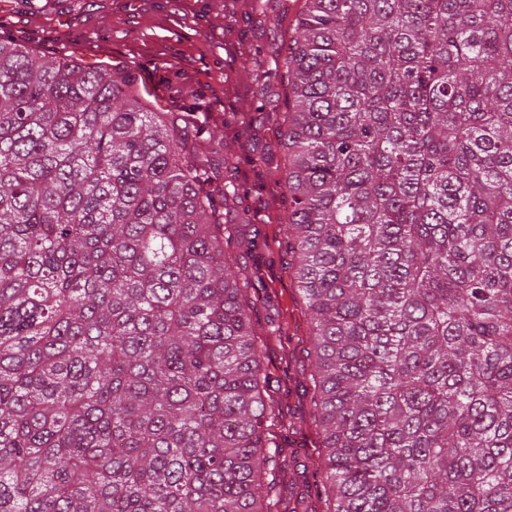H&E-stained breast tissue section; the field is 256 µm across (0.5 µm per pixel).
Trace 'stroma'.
<instances>
[{"instance_id":"1","label":"stroma","mask_w":512,"mask_h":512,"mask_svg":"<svg viewBox=\"0 0 512 512\" xmlns=\"http://www.w3.org/2000/svg\"><path fill=\"white\" fill-rule=\"evenodd\" d=\"M297 0H0V38L83 63L102 62L137 74L151 109L193 112L237 168L225 172L241 188L240 209L251 216L240 225L254 249L240 264L258 270L252 291L259 326L279 321L266 364L272 387L284 407L306 410L299 386L304 361L281 360V348L295 345L309 329L296 299L295 284L281 265L280 226L285 207L275 195L285 165L275 154L270 165L255 168L252 152L274 144L273 131L232 136L224 116L253 112L262 100L283 96L276 80L254 81L255 67H273L291 36Z\"/></svg>"}]
</instances>
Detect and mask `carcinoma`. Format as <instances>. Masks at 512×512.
I'll return each instance as SVG.
<instances>
[{
    "label": "carcinoma",
    "mask_w": 512,
    "mask_h": 512,
    "mask_svg": "<svg viewBox=\"0 0 512 512\" xmlns=\"http://www.w3.org/2000/svg\"><path fill=\"white\" fill-rule=\"evenodd\" d=\"M277 130L286 414L222 142L0 39V512H512V0H303ZM279 440L286 445L288 454V463L291 471H288V477L292 475V468L300 469V464L306 462L312 455L317 456V446L319 439L313 428L303 427L296 430H282L279 433Z\"/></svg>",
    "instance_id": "1"
}]
</instances>
